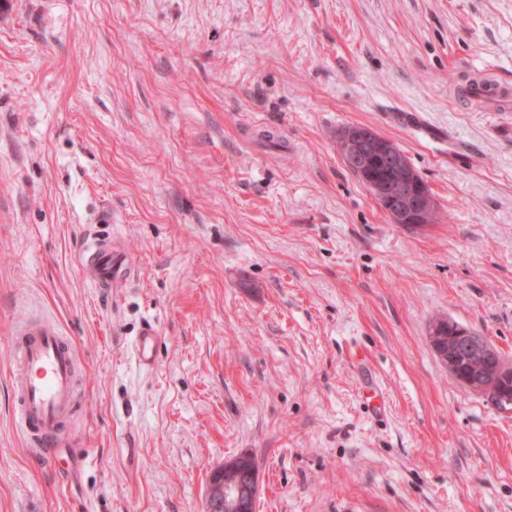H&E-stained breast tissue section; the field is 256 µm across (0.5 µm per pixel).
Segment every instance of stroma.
I'll use <instances>...</instances> for the list:
<instances>
[{"instance_id": "1", "label": "stroma", "mask_w": 512, "mask_h": 512, "mask_svg": "<svg viewBox=\"0 0 512 512\" xmlns=\"http://www.w3.org/2000/svg\"><path fill=\"white\" fill-rule=\"evenodd\" d=\"M512 0H0V512H512V412L460 385L445 316L512 359ZM366 125L428 186L392 223L345 165ZM135 275L83 276L90 236ZM49 319L81 396L58 447L13 412ZM158 329L151 368L133 346ZM259 471L248 456L227 460L208 480L206 512H255Z\"/></svg>"}]
</instances>
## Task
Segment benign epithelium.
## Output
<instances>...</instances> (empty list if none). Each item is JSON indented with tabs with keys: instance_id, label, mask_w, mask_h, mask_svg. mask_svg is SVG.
Returning <instances> with one entry per match:
<instances>
[{
	"instance_id": "1",
	"label": "benign epithelium",
	"mask_w": 512,
	"mask_h": 512,
	"mask_svg": "<svg viewBox=\"0 0 512 512\" xmlns=\"http://www.w3.org/2000/svg\"><path fill=\"white\" fill-rule=\"evenodd\" d=\"M344 160L395 224H421L434 201L407 156L390 139L365 125H350L340 135ZM429 341L448 373L464 387L489 395L495 407L512 412V362L505 360L481 334L434 320ZM259 471L252 459L239 456L215 468L208 480L206 512H255Z\"/></svg>"
}]
</instances>
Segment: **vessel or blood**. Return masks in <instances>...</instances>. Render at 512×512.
<instances>
[{
  "label": "vessel or blood",
  "mask_w": 512,
  "mask_h": 512,
  "mask_svg": "<svg viewBox=\"0 0 512 512\" xmlns=\"http://www.w3.org/2000/svg\"><path fill=\"white\" fill-rule=\"evenodd\" d=\"M83 274L102 288L121 285L132 272L124 250L111 238L94 237L78 255ZM157 330L145 324L137 339L140 365L153 364ZM15 415L26 440L39 448L54 447L72 418L79 386L76 353L67 337L50 321L32 323L11 338Z\"/></svg>",
  "instance_id": "b4317fda"
}]
</instances>
